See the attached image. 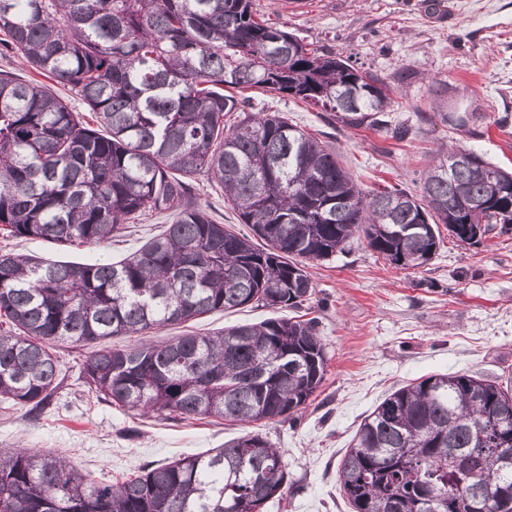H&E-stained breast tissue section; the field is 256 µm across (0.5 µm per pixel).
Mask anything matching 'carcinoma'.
I'll list each match as a JSON object with an SVG mask.
<instances>
[{"label":"carcinoma","mask_w":512,"mask_h":512,"mask_svg":"<svg viewBox=\"0 0 512 512\" xmlns=\"http://www.w3.org/2000/svg\"><path fill=\"white\" fill-rule=\"evenodd\" d=\"M0 54L79 97L0 73V231L97 246L144 212L165 231L116 262L0 254V404L31 414L57 388L51 344L140 336L216 311L298 308L306 265L364 239L426 266L440 227L465 244L512 230V173L462 148L438 156L421 198L365 194L336 154L243 91L300 99L349 128L403 140L379 76L266 19L253 0H0ZM466 153L472 162L455 165ZM202 173L251 238L184 203ZM327 372L314 320L272 317L89 355V389L129 411L230 423L294 420ZM512 384L460 372L417 379L360 423L337 471L353 512H512ZM288 489L283 449L247 433L112 484L30 448L0 449V512H263ZM0 70L10 72L22 81H37L46 85L53 93L68 101L71 110L79 114L77 118H79L81 122L87 123L93 128H97L95 120L92 117V112L89 111L88 107L79 98L72 96L68 91V87H63L52 78L37 73L15 55H0Z\"/></svg>","instance_id":"cac0c4a2"}]
</instances>
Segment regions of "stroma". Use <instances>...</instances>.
I'll list each match as a JSON object with an SVG mask.
<instances>
[{
  "instance_id": "obj_1",
  "label": "stroma",
  "mask_w": 512,
  "mask_h": 512,
  "mask_svg": "<svg viewBox=\"0 0 512 512\" xmlns=\"http://www.w3.org/2000/svg\"><path fill=\"white\" fill-rule=\"evenodd\" d=\"M271 21L305 42L349 55L389 83L393 122L411 125L402 141L351 129L298 99L252 90L255 111L278 112L336 153L363 190L397 185L420 194L437 149L462 147L512 172V0H254ZM0 70L39 82L67 98L84 123L88 107L15 55ZM470 113L460 126L439 113ZM191 200L217 223L250 234L224 192L203 175L189 179ZM168 220L146 214L97 246H59L0 235V253L42 261H117L162 233ZM314 293L301 309L325 343L322 386L296 422L231 424L220 419L139 416L85 387L89 347L56 345L62 382L39 416L0 411V448H31L62 457L94 479L117 483L143 466L198 454L253 432L286 449L290 489L268 512H351L337 470L356 430L396 389L433 374L461 372L512 378V233H489L467 245L443 236L425 267L402 269L365 241L310 263ZM243 307L215 312L149 334L152 342L190 332L213 333L269 318Z\"/></svg>"
}]
</instances>
